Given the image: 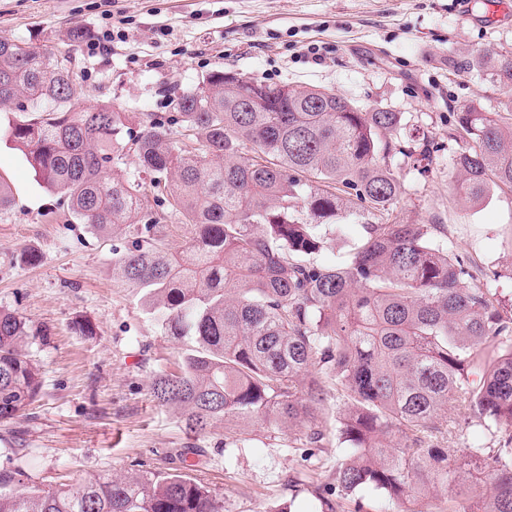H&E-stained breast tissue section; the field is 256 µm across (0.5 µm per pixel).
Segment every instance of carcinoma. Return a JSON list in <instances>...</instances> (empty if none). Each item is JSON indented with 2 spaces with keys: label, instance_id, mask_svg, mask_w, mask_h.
Instances as JSON below:
<instances>
[{
  "label": "carcinoma",
  "instance_id": "cac0c4a2",
  "mask_svg": "<svg viewBox=\"0 0 512 512\" xmlns=\"http://www.w3.org/2000/svg\"><path fill=\"white\" fill-rule=\"evenodd\" d=\"M68 63L0 42V103L17 104L12 141L67 200L70 220L128 238L112 279L143 290L164 332L191 341L179 372L155 377V400L178 406L193 434L240 416L297 428L300 447L323 448L319 419L334 393L344 458L327 493L371 489L426 512L415 504L442 488L451 512H512V314L468 256L435 243L440 225L389 221L405 193L395 159H429V140L408 134L400 112L221 70L177 99L175 118L131 125L108 105L72 106ZM482 68L512 84L511 58L486 55ZM173 122L198 147L176 146ZM449 136L468 202L491 185L512 189V110L470 106L453 114ZM130 150L152 176V202L121 167ZM168 219L192 227L188 247H166ZM347 219L363 225L360 245L342 267L319 264L329 238L315 228ZM38 335L0 309V421L42 394L28 351ZM461 409L497 447L449 454ZM391 434L401 442L385 444ZM13 480L0 473V512H224L182 474L1 492Z\"/></svg>",
  "mask_w": 512,
  "mask_h": 512
}]
</instances>
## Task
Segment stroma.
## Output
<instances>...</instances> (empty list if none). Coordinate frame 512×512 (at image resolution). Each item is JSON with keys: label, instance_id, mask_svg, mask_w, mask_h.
Here are the masks:
<instances>
[{"label": "stroma", "instance_id": "35a3bbf8", "mask_svg": "<svg viewBox=\"0 0 512 512\" xmlns=\"http://www.w3.org/2000/svg\"><path fill=\"white\" fill-rule=\"evenodd\" d=\"M470 6L464 22L459 0H0V41L68 57L84 109L171 116L178 97L224 70L402 113L439 150L425 167L400 160L406 193L393 220L444 225L440 244L467 254L510 306L512 191L468 203L449 163L459 149L450 113L512 109V85L480 67L484 54L512 52V20L487 18L485 0ZM106 30L111 42L92 48ZM16 113L0 105V180L15 198L0 218V308L40 329L31 352L44 387L23 416L0 423V471L21 474L13 490L185 471L223 498L224 512H317L316 492L342 458L335 443L308 453L288 428L239 418L189 434L179 409L154 400L153 379L178 371L189 342L113 283L112 252L126 239L67 222L65 203L8 138ZM86 323L91 333L80 332Z\"/></svg>", "mask_w": 512, "mask_h": 512}]
</instances>
